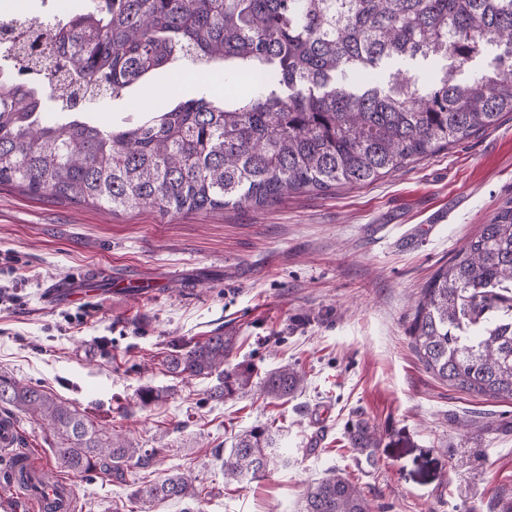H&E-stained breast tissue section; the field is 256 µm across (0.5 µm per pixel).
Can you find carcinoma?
Returning a JSON list of instances; mask_svg holds the SVG:
<instances>
[{
	"instance_id": "obj_1",
	"label": "carcinoma",
	"mask_w": 512,
	"mask_h": 512,
	"mask_svg": "<svg viewBox=\"0 0 512 512\" xmlns=\"http://www.w3.org/2000/svg\"><path fill=\"white\" fill-rule=\"evenodd\" d=\"M45 42L0 41V185L104 206L162 213L264 206L292 194L361 185L466 141L512 113V0H86L40 23ZM504 47L507 68L458 79L454 62ZM430 56L453 64L418 84L401 70L387 90L336 84V74L375 80L385 59ZM224 68L252 79L249 93L172 99L147 116L104 127L82 115L105 92L180 66ZM56 95L48 120L38 83ZM425 368L448 387L512 401V207L431 277L409 327ZM236 338L220 327L203 341L172 345L174 376H215L209 398L251 391L252 368H228ZM305 376L285 365L262 393L288 401ZM0 406L51 431L58 469L118 482L153 455L46 391L0 374ZM363 453L373 434L357 426ZM288 464L277 432L257 426L224 453L227 483ZM143 512L201 496L175 474L135 490ZM299 512H371L361 488L329 472L305 491Z\"/></svg>"
}]
</instances>
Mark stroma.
Masks as SVG:
<instances>
[{"instance_id":"1","label":"stroma","mask_w":512,"mask_h":512,"mask_svg":"<svg viewBox=\"0 0 512 512\" xmlns=\"http://www.w3.org/2000/svg\"><path fill=\"white\" fill-rule=\"evenodd\" d=\"M184 97L224 90L222 70L157 75L95 105L122 122L158 90ZM512 206V114L463 143L368 185L294 194L261 208L112 212L0 185V372L68 400L109 430L154 452L134 482L95 473L59 477L76 512H140L136 483L184 472L195 501L153 512H298L328 470L358 484L373 512H501L512 503V401L448 389L409 336L415 304L498 210ZM444 223H432L435 212ZM101 288L57 305L54 282L90 269ZM235 337L229 364L248 363L251 393L218 404L210 379L182 380L162 364L171 342L216 328ZM292 365L307 376L282 403L257 385ZM158 400L141 404L144 388ZM16 452L54 463L40 422L13 415ZM377 434L371 455L348 426ZM269 423L287 466L248 484L224 480L234 435Z\"/></svg>"}]
</instances>
